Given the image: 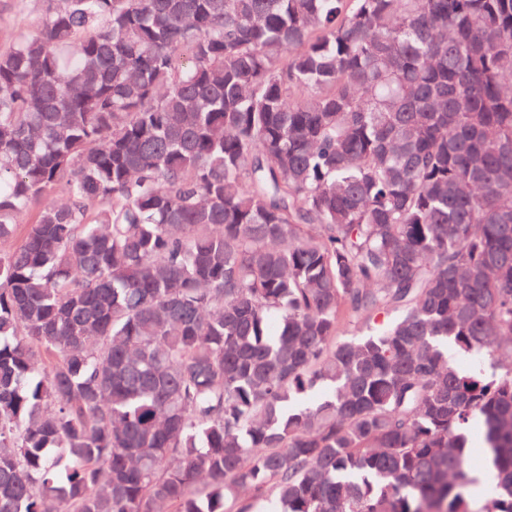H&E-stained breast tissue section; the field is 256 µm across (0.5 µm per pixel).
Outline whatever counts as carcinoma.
<instances>
[{
    "label": "carcinoma",
    "mask_w": 512,
    "mask_h": 512,
    "mask_svg": "<svg viewBox=\"0 0 512 512\" xmlns=\"http://www.w3.org/2000/svg\"><path fill=\"white\" fill-rule=\"evenodd\" d=\"M21 224L0 512H512V0H48Z\"/></svg>",
    "instance_id": "1"
}]
</instances>
